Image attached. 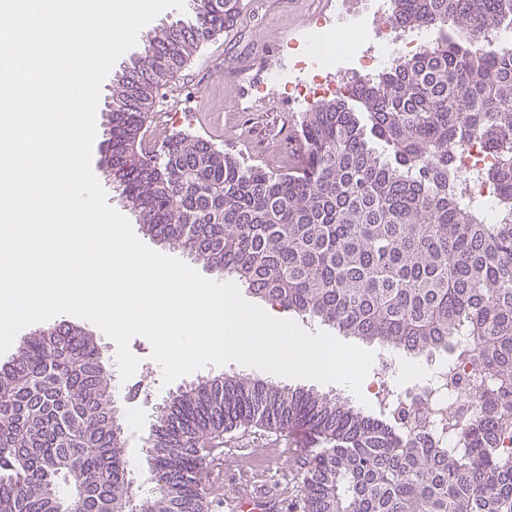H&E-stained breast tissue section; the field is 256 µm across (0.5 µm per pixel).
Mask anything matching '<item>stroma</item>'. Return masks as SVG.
Wrapping results in <instances>:
<instances>
[{
  "instance_id": "stroma-1",
  "label": "stroma",
  "mask_w": 512,
  "mask_h": 512,
  "mask_svg": "<svg viewBox=\"0 0 512 512\" xmlns=\"http://www.w3.org/2000/svg\"><path fill=\"white\" fill-rule=\"evenodd\" d=\"M377 0H250L240 14L235 35L216 36L164 89L163 103L147 131L149 140L187 134L212 143L241 163L277 172L296 150L295 131L304 105L272 84V71L292 68L302 58L311 32L325 26L352 35L354 50L343 53L329 80L361 75L353 54L381 50L374 32L380 24ZM139 358L132 379L115 380L113 399L124 416L125 455L138 489L148 488L144 448L157 407L179 388L201 377L246 375L236 363L209 365L164 383L161 366L152 359L150 341L140 335L129 342ZM309 450L305 439L287 433L254 429L224 434L217 452L208 454L209 470L221 471L224 487H239L254 476L251 493L284 498L285 512H295Z\"/></svg>"
}]
</instances>
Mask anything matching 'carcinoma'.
<instances>
[{
	"label": "carcinoma",
	"mask_w": 512,
	"mask_h": 512,
	"mask_svg": "<svg viewBox=\"0 0 512 512\" xmlns=\"http://www.w3.org/2000/svg\"><path fill=\"white\" fill-rule=\"evenodd\" d=\"M190 2L112 82V174L144 234L344 336L441 351L450 372L464 336L490 385L454 448L310 388L201 380L158 409L148 512H209L207 445L252 427L307 437L302 512H512V0H391L392 21L439 39L304 113L283 173L187 134L144 146L164 85L237 15V0ZM474 136L494 163L471 174ZM473 176L494 187L493 219ZM120 420L93 335L30 334L0 369V512H60L64 487L87 512L133 495Z\"/></svg>",
	"instance_id": "carcinoma-1"
}]
</instances>
